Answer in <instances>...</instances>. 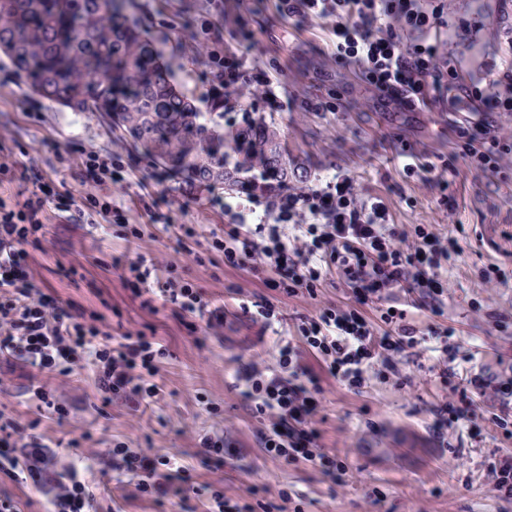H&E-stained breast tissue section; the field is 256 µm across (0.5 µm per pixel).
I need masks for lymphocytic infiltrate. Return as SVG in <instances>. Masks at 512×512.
I'll return each mask as SVG.
<instances>
[{
  "label": "lymphocytic infiltrate",
  "mask_w": 512,
  "mask_h": 512,
  "mask_svg": "<svg viewBox=\"0 0 512 512\" xmlns=\"http://www.w3.org/2000/svg\"><path fill=\"white\" fill-rule=\"evenodd\" d=\"M277 11L288 20L329 21L337 63L355 64L383 107L457 113L448 124L456 150L442 166L423 160L416 150L403 155L404 172L441 191L446 209L454 207L446 195V176L455 173L457 162L479 175L512 180V133L497 123L499 115H512V64L502 68L496 60L485 61L483 76L476 78L453 51H441L436 34L453 24L446 0H277ZM208 64L215 75L213 97L223 98L225 110H238L241 122L282 110L278 87L246 51L212 40ZM245 86L260 91V102L243 101ZM235 170L247 187L225 197L231 224L225 235H212L210 251L233 267L273 271L268 287L290 295L301 290L315 295L332 271L349 291L346 305L331 303L303 317L298 338L282 340L276 365L253 360L236 370V387L252 405L267 457L286 466L308 462L334 477L345 473L347 465L334 449L319 444L323 377L356 391L376 366L394 370L408 358L419 343L416 328L390 312L387 330L376 333L363 309L405 284L419 288L422 307L437 308L450 287L445 267L457 241L429 225L389 223L383 202L364 195L346 173L314 186L281 189L262 169L239 164ZM31 178L35 189L25 200L0 198V357L8 368L25 369L29 399L52 409L62 422L69 410L55 390L66 387L83 362L93 368L105 401L156 402L162 393L156 377L164 346L141 331L111 336L102 329V316L44 292L29 263L28 247L39 241L49 204L61 213L78 203L111 214L128 239L138 237L137 228L111 202L94 197L78 202L40 171H32ZM303 217L306 228L288 235V225ZM177 267L173 259L140 255L125 263L124 282L144 308L158 299L175 305L188 315L186 327L193 333V317L207 303L199 288L177 277ZM306 352L319 360L320 372L303 364ZM439 382L445 395L432 410L435 431L475 425L481 405L494 409L498 427L512 422V378L478 372L457 383L443 370ZM86 456L100 474L135 477L141 497L156 501L173 492L185 504L198 492L191 475L166 455L118 444L87 449ZM0 470L31 481L53 512H90L93 498L80 470H58L55 449L22 435L11 420L0 421ZM252 494L249 488L230 495L213 490L205 512H288L292 501L282 488L276 501L258 510L249 501Z\"/></svg>",
  "instance_id": "f902f5d3"
}]
</instances>
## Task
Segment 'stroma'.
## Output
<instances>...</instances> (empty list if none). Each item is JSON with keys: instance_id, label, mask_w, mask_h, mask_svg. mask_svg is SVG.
Masks as SVG:
<instances>
[{"instance_id": "stroma-1", "label": "stroma", "mask_w": 512, "mask_h": 512, "mask_svg": "<svg viewBox=\"0 0 512 512\" xmlns=\"http://www.w3.org/2000/svg\"><path fill=\"white\" fill-rule=\"evenodd\" d=\"M207 0H136L135 19L160 50L173 71L176 89L197 108H204L210 72L200 29ZM493 24L479 34L458 40L465 58L485 52L493 44L497 58L512 59V0L493 10ZM213 31L226 44L251 45L252 53L283 82L289 98L279 112L265 113L268 125L279 129L281 149L295 160L291 180H311L337 172L351 175L364 194L379 198L396 224H431L440 232L456 216L458 249L448 262L451 286L439 313L414 309L417 298L409 288H396L363 314L374 330H384L387 311L405 312L418 330L435 324L453 328L450 342L458 356L469 357V369L502 378L512 376V325L499 328L498 315H512V181L494 182L458 163L449 176L447 193L455 214L440 204L438 192L403 172L399 155L404 147L425 144L433 162H441L455 146L448 136V113H392L379 106L352 66L336 65L330 26L322 20L298 23L281 18L274 0H224V13ZM338 94L345 111H315L328 92ZM111 155L112 181L99 186L83 182L82 154ZM0 163L12 172L0 184V197L31 193L29 168H37L61 182L75 198L94 195L113 201L128 223L137 225L139 238L123 239L109 228L102 214H85L80 225L48 215L39 246L31 248L35 281L66 300L104 316L107 324L125 331L155 335L166 347L157 381L163 396L149 406L104 405L94 371L76 368L72 384L83 395L68 422L57 423L48 409L38 408L23 391L22 378L8 383L0 397V412L33 424L41 441L57 450V466L82 470L100 512L112 505L114 492L129 493L124 512H182L180 499L168 495L162 504L133 498L129 477L101 478L96 465L83 459L78 446L90 435L100 447L122 442L176 458L199 486L234 489L252 486L260 500L272 499L282 487L297 496L302 512H512V499L493 492L487 464L492 455L512 452V435L491 419L479 430L452 427L435 434L431 406L444 392L430 367L436 354L430 344L419 346L420 370L410 385L396 374L371 375L361 391L325 380V420L320 442L335 449L349 467L343 478L323 475L310 463L278 466L267 459L258 439L259 423L234 388L239 361L253 357L276 365L282 339L297 335L302 317L314 313L318 301L346 299L336 276L324 277L318 299L307 293L288 295L271 288L263 275L225 265L224 257L208 250L212 233L229 224L214 197L223 186L186 193L176 178H162V169L99 114L57 105L33 92L0 54ZM155 195L158 210L171 218V228L150 223L141 199ZM190 254L179 257L182 278L203 289L211 309L224 314L219 335H208L204 348L172 306L143 309L126 290L113 259L137 255L167 258L175 254L182 229ZM77 267L80 278L63 271ZM498 267L501 281L488 286L484 269ZM247 291L251 302H269L278 324L264 327L239 304L236 289ZM235 427L239 454L217 466L198 454V437L223 433L225 422Z\"/></svg>"}]
</instances>
